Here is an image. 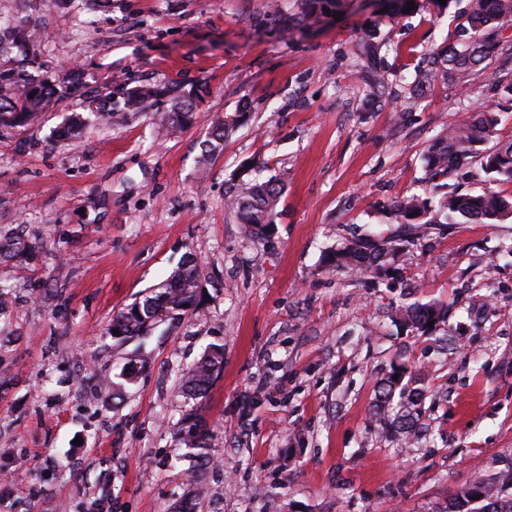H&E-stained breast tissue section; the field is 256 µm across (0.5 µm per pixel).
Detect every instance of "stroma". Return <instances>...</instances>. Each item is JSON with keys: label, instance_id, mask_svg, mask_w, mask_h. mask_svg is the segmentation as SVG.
<instances>
[{"label": "stroma", "instance_id": "35a3bbf8", "mask_svg": "<svg viewBox=\"0 0 512 512\" xmlns=\"http://www.w3.org/2000/svg\"><path fill=\"white\" fill-rule=\"evenodd\" d=\"M468 0L440 14L366 7L289 29L293 0H29L52 76L84 84L40 126L0 130V225L26 226L39 257L0 264V470L21 479L0 512H440L465 485L512 462V221L440 224L394 278L321 268L323 250L391 230L399 198L426 185L423 154L469 113L497 112L486 145L512 140V92L473 72L436 78L403 107L429 52L453 41ZM381 42L385 84L359 79L362 37ZM196 87L192 127L138 116L95 121L71 144L53 134L121 82ZM249 118L207 171L196 158L215 114ZM287 173L275 228L258 238L225 195L242 165ZM204 267L199 308L160 325L150 367L113 398L138 339L103 334L183 256ZM437 302L429 335L396 327L393 307ZM213 344L224 368L196 405L204 454L180 430L182 368ZM428 388L411 444L369 406L398 366Z\"/></svg>", "mask_w": 512, "mask_h": 512}]
</instances>
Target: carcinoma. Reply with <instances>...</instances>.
Segmentation results:
<instances>
[{
  "mask_svg": "<svg viewBox=\"0 0 512 512\" xmlns=\"http://www.w3.org/2000/svg\"><path fill=\"white\" fill-rule=\"evenodd\" d=\"M350 0H295V13L288 16V25L311 29L330 14L345 12ZM512 25V0H469L467 11L460 15L456 38L437 48L431 57V68L424 74L426 83L441 75L465 84L477 66H482L486 78L501 79L499 70L487 63L490 53L507 54L512 45L499 41V31ZM35 26L0 22V128H28L39 124L42 113L54 108L65 90L44 73L45 62ZM198 95L179 85L139 84L123 89L122 96L100 95L91 104L90 114L118 126L133 112L152 115L160 127L192 124L198 106ZM244 112L219 116L212 121L208 137L201 144L197 158L200 168L212 160L224 140L236 128ZM495 113L477 112L440 132L424 155L427 181L433 183L428 193L404 196L396 201L392 211L397 228L388 235L374 237L363 234L346 240L338 248L323 252L322 266L333 270H351L369 278L389 277L400 271L406 253L397 252L399 245H412L426 236L434 224H501L512 220V195L486 190L481 193L446 191L437 184L448 170L466 163L476 154L496 125ZM482 171L497 181H512V142L485 151L480 158ZM285 174L274 179L242 178L235 191L227 197L225 206L251 234L264 237L274 227L273 216L279 204ZM37 245L21 227H0V261L20 263L34 258ZM203 283L202 269L193 254L185 255L178 268L158 288L116 313L104 336H137L146 325L166 319L175 320L198 309V296ZM446 307L437 303H404L392 310V321L406 329L425 335L432 332L429 321L439 323L447 318ZM224 367V351L211 345L191 367L182 371L179 389L185 397L196 400L204 397ZM402 377L390 376L377 387L371 405L372 421L392 426V437L408 442L415 435L426 391L408 368H400ZM189 433L188 446L203 450L209 432L201 417L189 413L185 417ZM481 495L495 501L494 512H512V464L485 478L477 479ZM484 502L469 492L456 494L444 512H484Z\"/></svg>",
  "mask_w": 512,
  "mask_h": 512,
  "instance_id": "carcinoma-1",
  "label": "carcinoma"
}]
</instances>
